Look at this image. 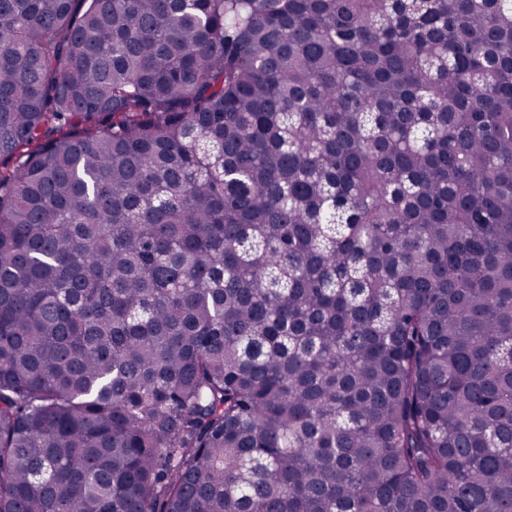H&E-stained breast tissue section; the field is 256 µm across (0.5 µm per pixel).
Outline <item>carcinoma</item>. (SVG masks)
<instances>
[{
  "label": "carcinoma",
  "instance_id": "1",
  "mask_svg": "<svg viewBox=\"0 0 512 512\" xmlns=\"http://www.w3.org/2000/svg\"><path fill=\"white\" fill-rule=\"evenodd\" d=\"M0 512H512V0H0Z\"/></svg>",
  "mask_w": 512,
  "mask_h": 512
}]
</instances>
